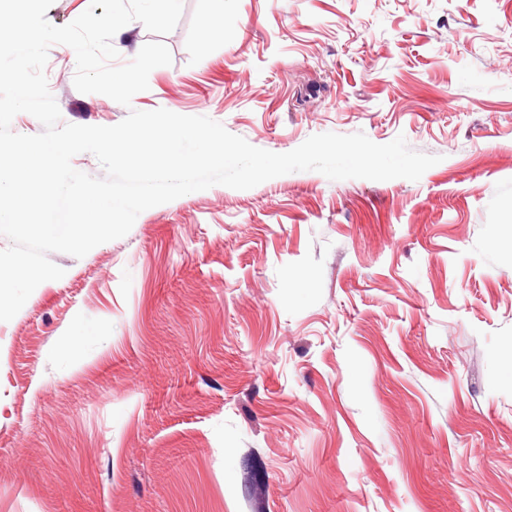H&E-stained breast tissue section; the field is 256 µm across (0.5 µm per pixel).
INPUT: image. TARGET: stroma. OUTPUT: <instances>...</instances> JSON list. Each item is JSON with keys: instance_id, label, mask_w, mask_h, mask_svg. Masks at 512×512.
Returning <instances> with one entry per match:
<instances>
[{"instance_id": "1", "label": "stroma", "mask_w": 512, "mask_h": 512, "mask_svg": "<svg viewBox=\"0 0 512 512\" xmlns=\"http://www.w3.org/2000/svg\"><path fill=\"white\" fill-rule=\"evenodd\" d=\"M130 106L255 147L405 136L416 181L285 174L142 212L0 322V512H512V0H183ZM100 326L72 367L53 352Z\"/></svg>"}]
</instances>
